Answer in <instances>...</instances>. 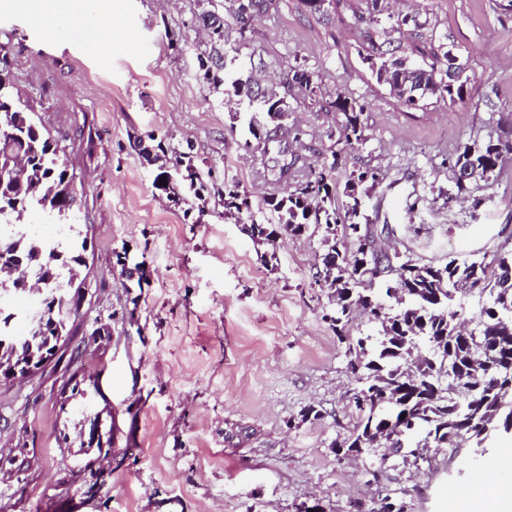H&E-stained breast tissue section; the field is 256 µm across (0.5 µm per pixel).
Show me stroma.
Instances as JSON below:
<instances>
[{"instance_id":"1","label":"stroma","mask_w":512,"mask_h":512,"mask_svg":"<svg viewBox=\"0 0 512 512\" xmlns=\"http://www.w3.org/2000/svg\"><path fill=\"white\" fill-rule=\"evenodd\" d=\"M500 3L416 0L418 27L396 38L423 65L431 46L452 52L469 78L460 101L410 109L377 83L359 53L367 0H329L320 13L274 0L241 48L271 77L303 64L323 95L365 103L369 140L342 152L336 174L384 172L363 201L375 241L422 264L512 249V163L464 201L442 166L457 145L512 138V14ZM204 10L223 12L224 0H63L42 15L0 0L13 92L67 135L87 239L78 334L98 386L91 404H61L66 349L31 378L0 383V512H350L356 502L373 512L388 488L404 491L408 512H481L467 449L386 466L378 483L369 458L336 454L333 441L355 425L354 379L323 319L321 231L259 243L225 214L218 192L230 178L257 221L279 223L262 201L274 186L244 148L252 105L225 102L201 76ZM289 120L305 132L308 163H320L339 115L301 95ZM150 135L162 159L193 156L202 198L177 205L156 190L159 169L138 147ZM124 252L145 260L142 281L123 273ZM310 406L321 420H301ZM97 416L112 427L102 452L80 446ZM243 427L247 436L225 441Z\"/></svg>"}]
</instances>
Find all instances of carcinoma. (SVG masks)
Here are the masks:
<instances>
[{
  "instance_id": "carcinoma-1",
  "label": "carcinoma",
  "mask_w": 512,
  "mask_h": 512,
  "mask_svg": "<svg viewBox=\"0 0 512 512\" xmlns=\"http://www.w3.org/2000/svg\"><path fill=\"white\" fill-rule=\"evenodd\" d=\"M370 21L380 22L387 15L391 26L403 28L408 15L389 12L387 0H370ZM254 0H224V10L232 17L246 44L255 18L246 9ZM206 31L212 50L201 58L203 79L224 85L225 95L240 96L250 91L251 78H242L237 56H228L224 16L211 11ZM367 60L378 83L406 106H416L426 98L463 99L468 77L464 71L454 82L448 78V51L440 44L431 48L432 63L411 64L400 48L383 49L367 35ZM283 91L261 93L257 111L249 120L254 142L246 148L266 157L269 136L277 138L273 179L282 187L279 193L264 198V204L280 214L281 228L300 235L310 224L321 229V244L326 247L319 271V282L330 290L333 308L324 319L333 326L338 341L345 345L344 356L355 375L357 386L351 402L357 413L355 429L333 447L336 454H365L404 461L420 457L425 448L473 449L469 465L478 472H496L487 456L485 442L489 431H508L512 427V252L493 255L490 262L452 259L444 264L419 265L402 254L401 277L382 279L381 294L373 292L375 280L359 273L364 253L361 245L350 252L336 250V240L352 235L349 227L361 223L359 188L379 184L374 169L353 170L345 174L344 187L336 180L338 151L316 166H307L299 151L285 150L301 144L304 132L288 123L294 111L288 101L291 90L315 95L313 73L298 65L281 81ZM6 55L0 56V168L10 172L0 178V220L19 219L28 211L48 210L56 224H67L73 205L67 200L69 185L75 180L52 146L46 126L27 106L14 101L10 91ZM342 115L338 128L330 133L334 145L353 148L366 143L362 119L365 104L342 94L328 103ZM512 152V142L488 137L456 150L445 160L449 172L465 159L487 174L484 182L501 175L500 155ZM186 154L174 156L171 165L157 174L154 185L175 202L202 196L200 182ZM167 185H160L161 177ZM224 208L252 216V201L235 181L224 182L219 192ZM245 231L255 241L270 240L276 231L250 221ZM72 240L56 250H47L36 237L0 239V289L19 293L18 279H30L28 292L38 294L44 320L18 339L16 327L9 337L0 334V359L11 360L21 370L56 345L53 325L71 320L79 299L69 296V287L79 276L81 249ZM489 291L490 303L478 316L466 317L455 309L456 294L471 287ZM363 310L370 322L380 326L379 336H350L348 325L354 312ZM475 324L476 334L466 341L462 331Z\"/></svg>"
}]
</instances>
